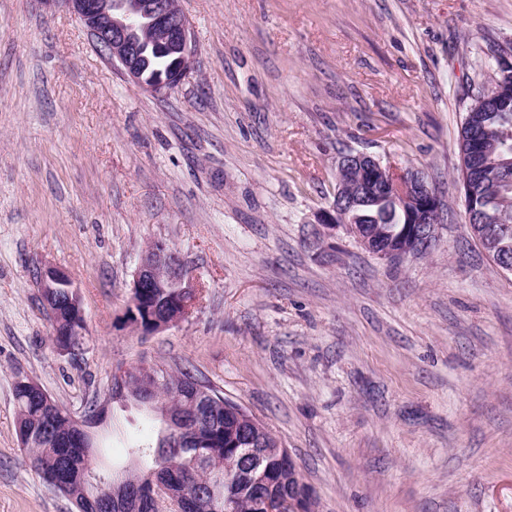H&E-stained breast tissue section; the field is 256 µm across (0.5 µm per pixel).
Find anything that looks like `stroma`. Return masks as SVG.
Listing matches in <instances>:
<instances>
[{"label": "stroma", "instance_id": "obj_1", "mask_svg": "<svg viewBox=\"0 0 512 512\" xmlns=\"http://www.w3.org/2000/svg\"><path fill=\"white\" fill-rule=\"evenodd\" d=\"M194 70L164 95L40 0H0V512H75L35 473L13 383L108 404L96 463L155 441L109 402L129 365L189 367L287 448L317 512H512V274L474 241L457 177L483 48L512 0H179ZM423 172L450 208L427 253L317 243L336 161ZM175 248L199 305L151 335L139 255ZM72 277L87 346L57 350L38 272Z\"/></svg>", "mask_w": 512, "mask_h": 512}]
</instances>
